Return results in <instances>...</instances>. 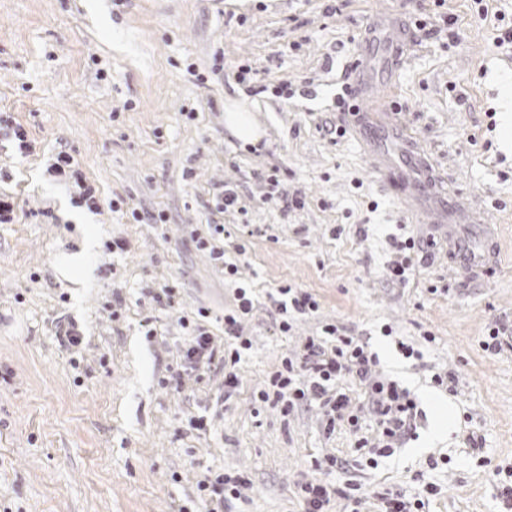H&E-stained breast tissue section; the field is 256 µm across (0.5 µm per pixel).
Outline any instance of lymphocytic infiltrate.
<instances>
[{
    "instance_id": "f902f5d3",
    "label": "lymphocytic infiltrate",
    "mask_w": 512,
    "mask_h": 512,
    "mask_svg": "<svg viewBox=\"0 0 512 512\" xmlns=\"http://www.w3.org/2000/svg\"><path fill=\"white\" fill-rule=\"evenodd\" d=\"M47 172L54 182L73 195L78 206L97 210L100 199L96 188L82 173L73 156L59 152ZM237 306L224 315V352H217L210 333L199 323L181 319L182 327L190 329L194 343L183 357L184 368L206 375L214 363L224 368V394L232 396L239 386L235 368L244 350L252 343L244 336L242 320L251 313L253 302L245 289L236 291ZM377 363L376 354L366 345L347 334L345 328L326 325L320 337L308 338L301 354L284 358L271 374L266 389L254 396L255 403L279 408L283 416H290L299 409L319 404L324 409L325 431L333 433L337 424L345 423L358 428L360 416L351 405L350 398L337 390V383L351 376L364 387L365 406L372 415L377 434L357 439V450L375 457L391 456L412 430L417 416V404L409 392L398 383L373 376ZM248 479L231 476L221 471H211L197 484L200 503L205 512H232L233 503L241 499Z\"/></svg>"
}]
</instances>
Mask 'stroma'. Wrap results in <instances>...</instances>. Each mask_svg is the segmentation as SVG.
Wrapping results in <instances>:
<instances>
[{
	"label": "stroma",
	"instance_id": "35a3bbf8",
	"mask_svg": "<svg viewBox=\"0 0 512 512\" xmlns=\"http://www.w3.org/2000/svg\"><path fill=\"white\" fill-rule=\"evenodd\" d=\"M381 12L409 36L364 119L386 125L383 105L395 102L415 156L497 232L501 254L484 281L466 284L440 231L383 185L336 98L356 80L358 48ZM509 27L512 0H0V113L33 146L22 156L0 144V187L20 205L17 223L0 224V512H178L210 469L249 479L237 512H302L299 485L320 478L337 489L328 512H377L374 491L410 499L428 483L430 512H512L502 495L512 483V346L483 347L491 328L512 326V144L499 121L512 51L494 44ZM242 65L253 71L245 85ZM228 96L263 130L256 146L225 132ZM61 149L97 188L99 212L46 180ZM274 169L295 205L266 199ZM224 183L240 211L215 209ZM158 212L164 223L147 222ZM211 224L225 227L233 279L190 237ZM410 236L418 262L396 285L385 276L392 243ZM110 239L124 251L105 252ZM164 281L176 288L170 306L150 294ZM285 284L319 309L293 315L283 336L271 296ZM239 287L254 295L243 322L252 349L220 406L224 370L212 366L204 381L182 371L192 339L178 319L208 310L223 346ZM69 319L85 330L76 351L55 336ZM328 323L422 353L402 361L427 391L415 433L378 467L361 462L348 428L326 434L319 405L285 418L252 404L281 359ZM443 372L453 388L433 382ZM438 397L454 409L451 431L414 455ZM218 406L210 430L191 429ZM330 455L348 469L317 470ZM351 481L366 493L357 507L343 495Z\"/></svg>",
	"mask_w": 512,
	"mask_h": 512
}]
</instances>
